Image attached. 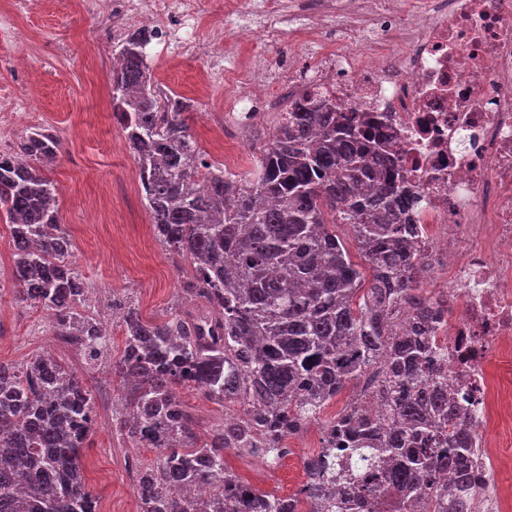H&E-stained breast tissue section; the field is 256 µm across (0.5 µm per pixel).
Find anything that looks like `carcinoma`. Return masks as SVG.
Segmentation results:
<instances>
[{"instance_id":"carcinoma-1","label":"carcinoma","mask_w":512,"mask_h":512,"mask_svg":"<svg viewBox=\"0 0 512 512\" xmlns=\"http://www.w3.org/2000/svg\"><path fill=\"white\" fill-rule=\"evenodd\" d=\"M153 31L127 35L109 76L112 112L138 168L153 234L191 263L180 290L190 308L146 321L114 304L125 341L112 363L125 392L115 427L155 464L138 470L139 512H475L467 483L474 442L448 399L443 353L431 333L440 309L420 292L423 254L411 195L376 129L323 101L294 102L252 177L205 159L184 116L147 64ZM60 142L46 129L0 151V213L14 246L17 298L53 316L55 335L89 364L107 358L104 323L80 310L85 288L62 227L56 188L37 166ZM352 232L356 264L336 225ZM383 409L354 401L326 421L304 464L308 492L256 491L224 454L280 458L284 442L371 368ZM225 408L205 437L175 387ZM92 393L48 352L0 360V512H100L81 449L93 429ZM206 485L210 494L191 498Z\"/></svg>"}]
</instances>
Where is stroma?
<instances>
[{
	"label": "stroma",
	"mask_w": 512,
	"mask_h": 512,
	"mask_svg": "<svg viewBox=\"0 0 512 512\" xmlns=\"http://www.w3.org/2000/svg\"><path fill=\"white\" fill-rule=\"evenodd\" d=\"M10 2L34 33L35 44L26 48L0 24V83L28 86L32 93L0 102V111L24 112L35 101L39 112L37 123L9 127L0 147L9 148L11 139L36 127L58 136L57 157L41 172L57 188L61 222L73 239L74 261L86 284L84 308L107 319L117 358L123 336L106 299L133 300L148 321L174 314L190 262L153 238L150 214L137 186L135 158L111 104L96 87L107 81L118 46L112 36V0H91L86 6L73 5L72 0ZM198 2L197 36L205 54L181 58L153 43L147 48V62L166 90L189 101L191 132L212 160L220 162L224 151L212 145L209 128L223 119L246 87L220 80L204 97L195 95L192 87L206 68L246 70L259 33L253 19L228 18L216 11L213 0ZM13 254L9 228L0 222V359L22 364L47 350L77 374L95 400V426L82 450L88 487L108 510L138 512L135 468L155 463L159 453L127 447L113 434L112 411L122 394L119 378L109 362L87 364L79 349L55 335L42 309L17 300L9 281Z\"/></svg>",
	"instance_id": "1"
}]
</instances>
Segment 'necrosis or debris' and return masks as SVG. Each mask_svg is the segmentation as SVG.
Returning a JSON list of instances; mask_svg holds the SVG:
<instances>
[{
  "label": "necrosis or debris",
  "instance_id": "necrosis-or-debris-1",
  "mask_svg": "<svg viewBox=\"0 0 512 512\" xmlns=\"http://www.w3.org/2000/svg\"><path fill=\"white\" fill-rule=\"evenodd\" d=\"M315 17L367 16L349 52L318 31L322 51L298 67L252 66L225 123L248 137L279 87L286 102L326 98L389 137L417 197L426 273L448 300L435 333L448 393L477 447L479 512H512V0H305ZM230 17L261 13L262 44L282 38V0H225Z\"/></svg>",
  "mask_w": 512,
  "mask_h": 512
}]
</instances>
